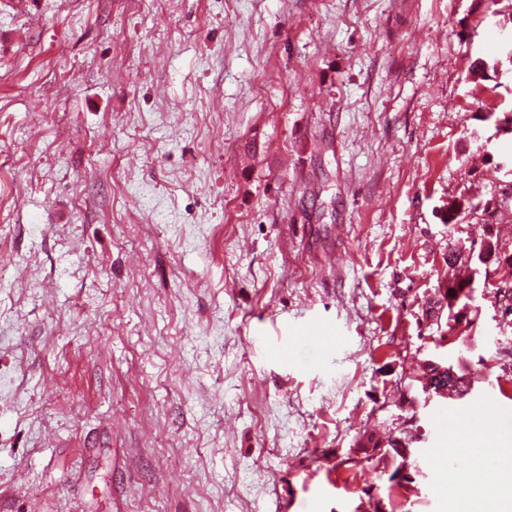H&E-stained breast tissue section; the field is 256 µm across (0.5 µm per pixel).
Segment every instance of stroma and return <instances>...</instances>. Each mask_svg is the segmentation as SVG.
<instances>
[{
	"instance_id": "obj_1",
	"label": "stroma",
	"mask_w": 512,
	"mask_h": 512,
	"mask_svg": "<svg viewBox=\"0 0 512 512\" xmlns=\"http://www.w3.org/2000/svg\"><path fill=\"white\" fill-rule=\"evenodd\" d=\"M511 34L512 0H0V512H468L440 412L512 448ZM456 274L468 331L428 314ZM433 357L467 392L408 401ZM366 432L408 482L343 465ZM331 334L330 331L324 330L318 327H306L302 334L296 333L293 341L282 342L278 347L275 348L274 353L277 359L283 363H288L292 357V346L296 342H302L307 345L322 346Z\"/></svg>"
}]
</instances>
